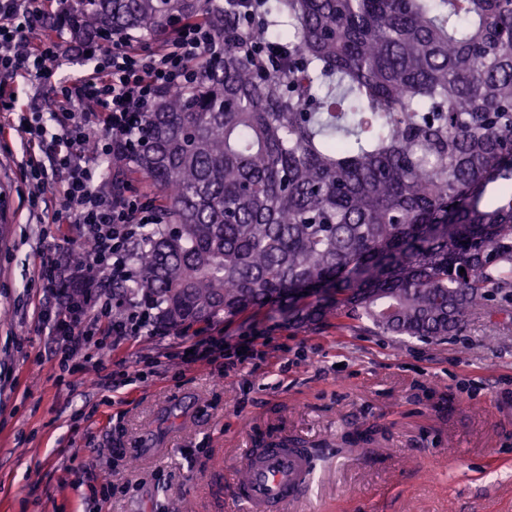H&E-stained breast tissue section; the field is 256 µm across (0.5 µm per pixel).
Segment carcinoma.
Returning a JSON list of instances; mask_svg holds the SVG:
<instances>
[{
	"mask_svg": "<svg viewBox=\"0 0 512 512\" xmlns=\"http://www.w3.org/2000/svg\"><path fill=\"white\" fill-rule=\"evenodd\" d=\"M69 7L76 43L192 20L224 41L144 117L162 223L125 292L164 326L269 305L429 341L512 297V0Z\"/></svg>",
	"mask_w": 512,
	"mask_h": 512,
	"instance_id": "obj_1",
	"label": "carcinoma"
}]
</instances>
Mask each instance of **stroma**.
Masks as SVG:
<instances>
[{
	"instance_id": "35a3bbf8",
	"label": "stroma",
	"mask_w": 512,
	"mask_h": 512,
	"mask_svg": "<svg viewBox=\"0 0 512 512\" xmlns=\"http://www.w3.org/2000/svg\"><path fill=\"white\" fill-rule=\"evenodd\" d=\"M23 157L0 139V512H245L233 464L277 437L314 453L291 512H512V323L421 342L264 307L211 322L225 344L252 337L243 363L175 358L189 328L63 358L37 274L68 269L82 237L30 214ZM141 368L147 382L103 381ZM359 427L375 442L346 444Z\"/></svg>"
}]
</instances>
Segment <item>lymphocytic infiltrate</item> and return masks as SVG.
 Wrapping results in <instances>:
<instances>
[{
    "label": "lymphocytic infiltrate",
    "instance_id": "lymphocytic-infiltrate-1",
    "mask_svg": "<svg viewBox=\"0 0 512 512\" xmlns=\"http://www.w3.org/2000/svg\"><path fill=\"white\" fill-rule=\"evenodd\" d=\"M67 0H0V136L21 131L26 144L24 170L35 187L29 209L38 212L45 192H54L57 224H75L91 243L88 269L62 281L41 267L38 280L59 305L42 312L52 331L63 336L68 354L89 348L94 337L121 339L158 332L152 306L116 301L112 286L138 279L130 253L144 225L155 224V207L142 203L120 178L105 175L101 163L133 161L145 137L144 113L153 111L161 91H176L196 81L197 62L217 59L224 44L205 23L180 24L171 38L150 42L119 35L97 54L91 72L55 81L66 55L63 33ZM55 17L53 32L44 22ZM34 88L52 85L47 111L25 115L14 97L19 82ZM95 297L91 318L74 315L77 298Z\"/></svg>",
    "mask_w": 512,
    "mask_h": 512
}]
</instances>
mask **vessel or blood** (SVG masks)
I'll return each mask as SVG.
<instances>
[{
  "instance_id": "1",
  "label": "vessel or blood",
  "mask_w": 512,
  "mask_h": 512,
  "mask_svg": "<svg viewBox=\"0 0 512 512\" xmlns=\"http://www.w3.org/2000/svg\"><path fill=\"white\" fill-rule=\"evenodd\" d=\"M237 498L247 512H282L310 480V467L301 456L276 448L264 456L248 455L238 466Z\"/></svg>"
}]
</instances>
